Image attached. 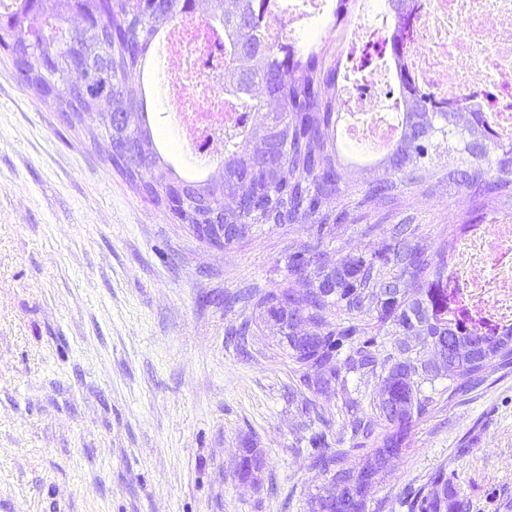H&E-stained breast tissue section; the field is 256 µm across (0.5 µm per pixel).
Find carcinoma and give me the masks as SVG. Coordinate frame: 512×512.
<instances>
[{
	"label": "carcinoma",
	"instance_id": "1",
	"mask_svg": "<svg viewBox=\"0 0 512 512\" xmlns=\"http://www.w3.org/2000/svg\"><path fill=\"white\" fill-rule=\"evenodd\" d=\"M233 2L234 8L226 10V0H219L213 17L224 16L233 88L250 98L263 119L227 141L217 171L207 177H187L161 156L142 119L140 85L129 82L140 53L129 54L113 41L116 29L138 48L147 46L158 29L186 21L179 15L180 0H168L162 18L132 13L124 0H0V31L11 58L34 61L26 88L36 96L44 98L56 82L76 86L79 104H56L55 111L70 113V128L91 121L102 137L126 146L129 155L118 170L136 191L151 188L157 199L174 187L186 189L192 205L182 223L222 224L236 242L260 224L315 229L317 245H304L286 257L288 276L303 287L260 295L240 335H249L253 325L269 328L296 367L299 391L345 393V375H381L374 417L355 421L368 436L383 429L379 446L360 467L344 466V451L322 448L324 434L310 439L313 467L323 484L310 496L308 512H368L376 476L407 448L409 431L425 410V389L446 377L451 400L483 380L487 365L511 367L512 326L493 331L470 323L467 308L443 282L447 257L427 255L409 218L383 230L381 246L368 253L340 257L322 247L348 219V211L332 203L352 187L336 139L339 64L325 47L313 51L296 44L277 52L261 39L265 0ZM75 4L88 16L89 29L69 25ZM86 52L91 68L72 74L68 58ZM116 95L132 119L110 126L100 113L110 111ZM402 122L405 134L387 155L399 177L370 185L361 204L377 205L414 184L448 141L452 154L464 161L448 170V181L479 186L494 170L501 186L512 185V147L498 144L476 125L460 124L458 113L436 112L408 88ZM497 153L501 158L494 162ZM334 309L346 315L344 322L329 321ZM294 312L306 316L310 338H296ZM381 332L394 337V351L377 341ZM358 336L365 340L355 348ZM425 347L432 351L429 358L421 352ZM407 507L409 512H467L466 501L442 470L432 478L431 489L414 494Z\"/></svg>",
	"mask_w": 512,
	"mask_h": 512
}]
</instances>
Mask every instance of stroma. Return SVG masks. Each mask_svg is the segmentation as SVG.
<instances>
[{"label": "stroma", "instance_id": "35a3bbf8", "mask_svg": "<svg viewBox=\"0 0 512 512\" xmlns=\"http://www.w3.org/2000/svg\"><path fill=\"white\" fill-rule=\"evenodd\" d=\"M148 110L167 161L188 172L157 70ZM105 144L60 122L14 78L0 51V512H307L321 479L314 429L288 399L292 363L250 319L244 289L278 288L308 225H263L220 249L133 189ZM377 159L352 169L357 191L331 249L369 252L382 228L410 217L429 256L448 240V213L487 207L437 169L377 210L361 189ZM328 450L358 466L360 440L342 397L318 395ZM264 454L261 487L233 478L239 449ZM439 469L468 512H512V367L488 368L465 395L435 391L408 448L373 490L369 512H408L404 494Z\"/></svg>", "mask_w": 512, "mask_h": 512}]
</instances>
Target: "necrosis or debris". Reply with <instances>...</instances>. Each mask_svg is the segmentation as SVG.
<instances>
[{
  "label": "necrosis or debris",
  "mask_w": 512,
  "mask_h": 512,
  "mask_svg": "<svg viewBox=\"0 0 512 512\" xmlns=\"http://www.w3.org/2000/svg\"><path fill=\"white\" fill-rule=\"evenodd\" d=\"M331 0H267L263 32L274 44L315 33L336 45L344 68L359 82L341 85L338 106L350 130L374 154L385 152L401 123L403 78L439 110L478 122L502 145H512V0H402L410 22L401 39L358 19L323 29ZM210 20L174 26L167 102L183 144L199 168L214 165L230 135L252 122L253 105L224 88L229 61L212 37ZM447 277L472 316L491 326L512 310V217L489 214L466 225L451 250Z\"/></svg>",
  "instance_id": "4bbe7bcc"
}]
</instances>
